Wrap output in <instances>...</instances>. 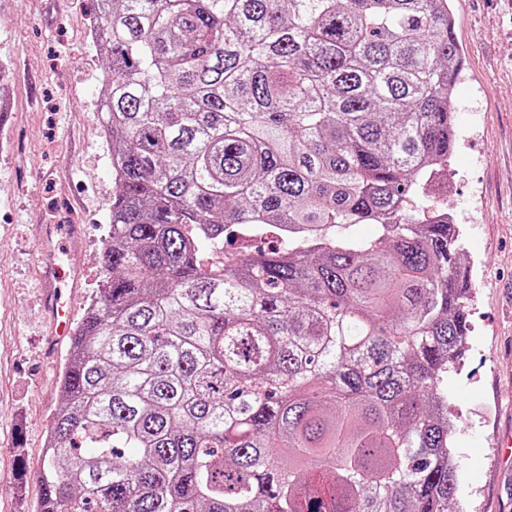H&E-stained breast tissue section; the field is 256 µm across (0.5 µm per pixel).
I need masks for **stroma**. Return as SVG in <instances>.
Masks as SVG:
<instances>
[{"mask_svg": "<svg viewBox=\"0 0 512 512\" xmlns=\"http://www.w3.org/2000/svg\"><path fill=\"white\" fill-rule=\"evenodd\" d=\"M465 70L450 110L456 141L431 196L463 229L472 288L465 352L445 388L459 490L449 512H512V0H450ZM93 0H0V512H34L68 341L51 334L36 230L84 228L82 319L103 281L116 191L101 135L105 86L89 37Z\"/></svg>", "mask_w": 512, "mask_h": 512, "instance_id": "stroma-1", "label": "stroma"}]
</instances>
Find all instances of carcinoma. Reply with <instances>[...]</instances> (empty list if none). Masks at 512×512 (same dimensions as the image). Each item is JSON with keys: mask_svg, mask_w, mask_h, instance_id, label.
<instances>
[{"mask_svg": "<svg viewBox=\"0 0 512 512\" xmlns=\"http://www.w3.org/2000/svg\"><path fill=\"white\" fill-rule=\"evenodd\" d=\"M95 3L116 191L35 512H446L448 0Z\"/></svg>", "mask_w": 512, "mask_h": 512, "instance_id": "cac0c4a2", "label": "carcinoma"}]
</instances>
